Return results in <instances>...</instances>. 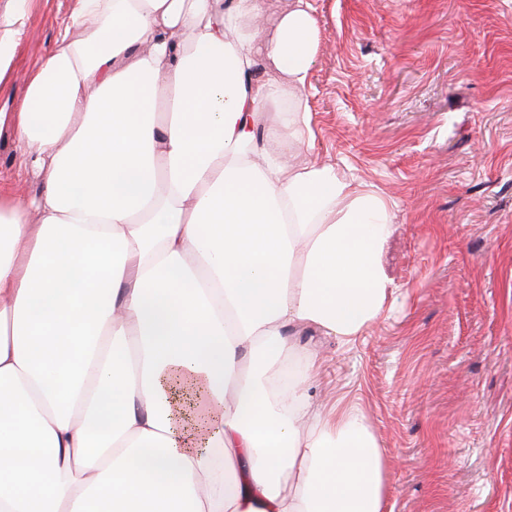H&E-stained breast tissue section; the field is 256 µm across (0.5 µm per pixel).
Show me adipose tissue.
Masks as SVG:
<instances>
[{
    "instance_id": "1",
    "label": "adipose tissue",
    "mask_w": 512,
    "mask_h": 512,
    "mask_svg": "<svg viewBox=\"0 0 512 512\" xmlns=\"http://www.w3.org/2000/svg\"><path fill=\"white\" fill-rule=\"evenodd\" d=\"M76 0L0 112L41 177L0 194V512H385L361 414L286 332L350 344L394 292L387 205L309 144L307 0ZM26 0L0 5V85ZM278 72L259 76L258 59ZM291 100L261 146L259 110ZM305 367L280 387L279 365ZM290 490H283V481ZM265 12L264 19L262 22L261 31L258 36L259 45L261 41L265 40L268 37H271L274 34L275 27L278 21L280 14L282 13L285 7L286 0H265Z\"/></svg>"
}]
</instances>
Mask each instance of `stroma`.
Instances as JSON below:
<instances>
[{
    "mask_svg": "<svg viewBox=\"0 0 512 512\" xmlns=\"http://www.w3.org/2000/svg\"><path fill=\"white\" fill-rule=\"evenodd\" d=\"M318 32L303 159L391 205L390 310L351 345L292 328L316 354L309 389L354 404L383 451L386 512H512V0H308ZM75 0H30L15 74L68 27ZM36 197L0 142V189Z\"/></svg>",
    "mask_w": 512,
    "mask_h": 512,
    "instance_id": "35a3bbf8",
    "label": "stroma"
}]
</instances>
